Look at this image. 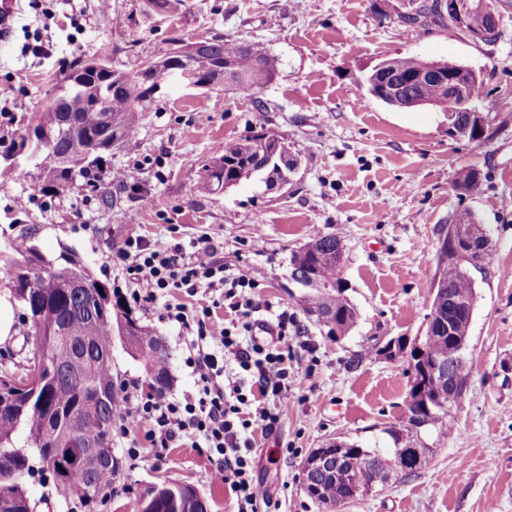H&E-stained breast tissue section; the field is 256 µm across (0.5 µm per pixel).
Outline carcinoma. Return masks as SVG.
Instances as JSON below:
<instances>
[{"instance_id":"cac0c4a2","label":"carcinoma","mask_w":512,"mask_h":512,"mask_svg":"<svg viewBox=\"0 0 512 512\" xmlns=\"http://www.w3.org/2000/svg\"><path fill=\"white\" fill-rule=\"evenodd\" d=\"M156 15L175 17L185 6V0H145ZM410 9L397 14V22L408 27L440 23L453 26L454 19L441 9V0H409ZM174 48L180 50L186 63L206 60L212 67H236L237 78L233 88L255 94L270 84L277 75L280 61L259 43L241 39L221 37L203 40L176 38ZM425 61L417 56L392 57L377 64L366 76L368 93L389 105L393 94L400 108L418 106V102L440 101L447 96L442 80L438 77L420 82L417 75ZM120 73L130 79L137 72L118 69L91 71L86 61H80L66 76L58 89L62 90L63 103L54 107L48 102L45 109L34 113L29 124L34 127V136H24L20 142L10 139L4 152L0 153L4 166L0 177L11 174L13 163L9 159L31 148V157L36 160L37 178L55 192H60L75 177L89 178L98 169L101 154L112 150V144L128 148L131 139L137 137L145 104L153 94L149 85L135 91L128 90ZM112 90L107 105L97 108L93 99L102 87ZM49 132L57 137L53 150L41 144L39 133ZM276 151H288L284 141L274 135L260 134L245 137L212 152L199 172V188L208 193L224 190V182L236 184L259 178L262 183L274 179L285 180L293 174L290 167L278 168L269 162ZM33 232L22 230L0 246V263L6 274H16L23 280L31 273L35 288L30 290L29 301L20 302L30 316L33 336L47 353L52 364L70 373L87 376V384L79 387L67 375L52 377L39 390L35 405L28 407L21 417L13 419L0 416V450L15 451L13 466L18 479H23L30 470L31 455L44 460L51 454V444L44 440L42 432L48 414L57 416L56 425L65 428L70 413H81L80 432L84 442L94 444L99 440L101 422L114 420L118 405L112 385V346L121 336L133 338L125 350L140 359L150 377L152 387L164 391L170 384L169 354L166 349L156 347L155 336L132 316L122 305V299L112 288L101 295L103 307L92 312L87 307L88 291L74 287V281L85 279L95 283L93 274L83 264H74L70 269L55 271H30L33 263ZM307 250L291 252L289 278L294 282L308 280L309 276L323 284L321 288H305L298 302L307 314H331L337 318V327L326 329L331 338L347 336L358 321V311L347 296V288L341 286L342 267L338 265L345 256L347 245L335 234L318 235L306 243ZM438 269L448 276L443 293L453 302H443V312L448 325L465 317V303L475 300V284L470 271L460 267V256L450 236L441 240L437 250ZM430 355L444 362L457 355L448 329L434 332L429 344ZM45 400L47 409L38 407ZM437 436H446L454 428V418L448 409H436L431 420ZM23 429L27 433L29 447L21 449L15 445V434ZM372 468V479L376 486L388 483V473L395 465V453L391 448H362L350 443L343 453L342 465L353 470L365 465ZM122 471V463L114 458L108 465H72L56 478L57 487L73 498L77 490L90 485L95 494L80 500L88 507L97 504L112 489V481ZM313 495L319 501L336 502L346 498L350 489L341 481L329 476L314 480ZM148 502L138 501L136 512H208L205 500L191 487L184 484H167L151 488Z\"/></svg>"}]
</instances>
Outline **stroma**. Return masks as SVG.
<instances>
[{"mask_svg": "<svg viewBox=\"0 0 512 512\" xmlns=\"http://www.w3.org/2000/svg\"><path fill=\"white\" fill-rule=\"evenodd\" d=\"M409 0H187L175 20L143 14V0H19L12 36L0 45V132L24 133L32 113L79 62L108 51L113 67L132 71L163 55L174 37L241 38L280 59L259 96L162 83L146 105L138 152L113 150L104 171L127 172L110 183L113 206L77 179L52 196L42 192L32 161L18 158L0 179V233L16 236L19 221L34 229L42 253L69 249L118 288L128 308L165 343L168 395L194 394L198 379L189 342L166 317L178 303L210 308L209 333L230 326L234 313L217 293L171 289L153 301L132 297L117 245L129 235L157 244L206 238L234 272L260 267L253 318L297 314L291 343L290 391L272 403L279 422L254 429L253 476L271 496L268 512H324L305 494L304 462L341 439L393 448L402 438L429 449L411 476L346 504L342 512H512V6L501 10V36L491 45L438 27L405 29L395 21ZM413 55L473 69L484 82L479 112L488 120L481 141L457 138L445 113L396 108L371 98L365 76L383 59ZM264 109H257L256 101ZM270 133L298 161L290 183L265 191L250 182L218 193L199 189V170L218 145ZM480 172L474 192L455 189L456 173ZM472 212L492 242L471 268L477 302L469 327L467 390L451 410L454 434L405 429L409 369L401 350L423 335L439 275L442 228ZM347 244L343 276L359 319L334 340L298 304L288 280L291 251L316 234ZM314 378H306L308 364ZM149 423L112 428V454L123 471L97 512H132L153 486H192L208 512H238L227 485L213 481L204 443L187 439L151 447ZM140 454L128 458L131 441ZM33 512H73L50 473L25 477Z\"/></svg>", "mask_w": 512, "mask_h": 512, "instance_id": "35a3bbf8", "label": "stroma"}]
</instances>
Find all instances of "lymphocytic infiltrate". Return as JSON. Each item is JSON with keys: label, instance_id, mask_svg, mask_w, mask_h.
Segmentation results:
<instances>
[{"label": "lymphocytic infiltrate", "instance_id": "f902f5d3", "mask_svg": "<svg viewBox=\"0 0 512 512\" xmlns=\"http://www.w3.org/2000/svg\"><path fill=\"white\" fill-rule=\"evenodd\" d=\"M118 255L126 263L134 298L151 301L169 288L190 295L202 288H219L230 300L238 321L215 336L208 334L204 316L190 313L181 304L168 307L170 322L197 333L189 360L199 375L197 391L180 401L131 383L124 404L115 412L116 420L125 427L151 423L150 442L157 448L170 447L184 438L204 441L222 458L211 472L212 479L229 486L241 512H257L270 497L252 475V430L257 425L273 430L278 418L270 409L256 405L246 383L254 381L260 397L287 399L286 349L289 335L300 331L296 317L285 311L277 315L275 345L246 340L254 290L264 274L258 269L232 273L216 259L210 240H201L188 250L179 243L161 246L131 235L120 244Z\"/></svg>", "mask_w": 512, "mask_h": 512}]
</instances>
